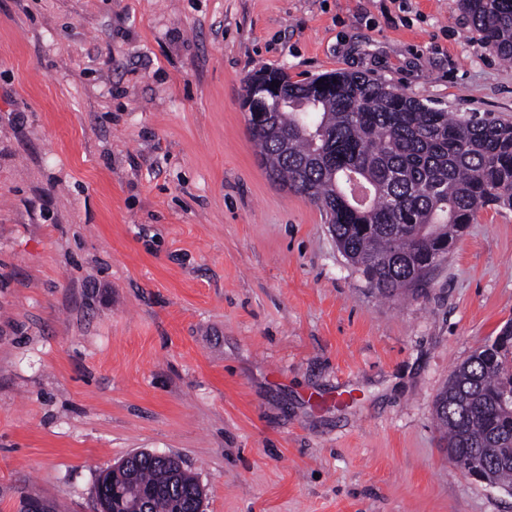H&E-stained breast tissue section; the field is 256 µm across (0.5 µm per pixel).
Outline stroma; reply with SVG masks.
<instances>
[{
    "label": "stroma",
    "instance_id": "obj_1",
    "mask_svg": "<svg viewBox=\"0 0 512 512\" xmlns=\"http://www.w3.org/2000/svg\"><path fill=\"white\" fill-rule=\"evenodd\" d=\"M267 69L512 120L459 0H0V512H99L142 450L203 512H512L434 414L512 319V210L379 295L258 162Z\"/></svg>",
    "mask_w": 512,
    "mask_h": 512
}]
</instances>
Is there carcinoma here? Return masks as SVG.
Segmentation results:
<instances>
[{"instance_id":"obj_1","label":"carcinoma","mask_w":512,"mask_h":512,"mask_svg":"<svg viewBox=\"0 0 512 512\" xmlns=\"http://www.w3.org/2000/svg\"><path fill=\"white\" fill-rule=\"evenodd\" d=\"M480 41L512 62V0H460ZM275 82L287 99L251 132L269 177L319 205L336 246L383 296L422 282L430 252L456 240L485 208L512 209V122L449 112L362 74L332 71L293 82L278 69L246 90L263 99ZM512 350L483 346L452 371L448 411L437 416L447 448L466 467L512 448ZM140 498L119 512H193L202 489L179 461L131 466Z\"/></svg>"}]
</instances>
